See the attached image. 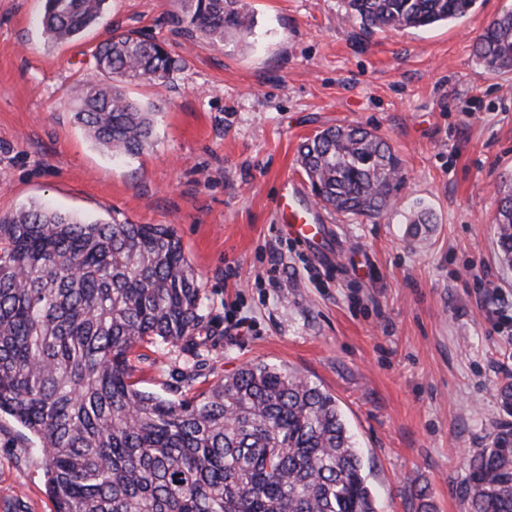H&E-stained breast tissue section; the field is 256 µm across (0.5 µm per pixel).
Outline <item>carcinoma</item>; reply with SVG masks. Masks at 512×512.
<instances>
[{"instance_id": "1", "label": "carcinoma", "mask_w": 512, "mask_h": 512, "mask_svg": "<svg viewBox=\"0 0 512 512\" xmlns=\"http://www.w3.org/2000/svg\"><path fill=\"white\" fill-rule=\"evenodd\" d=\"M108 0H45L48 41L79 39ZM476 0H343L364 31L425 28L466 16ZM170 23L217 43L254 35L246 0H185ZM477 55L512 68V12L493 18ZM74 120L115 157L152 145L156 115L125 92L167 84L175 61L141 31L91 52ZM298 161L317 203L374 216L403 176L381 136L360 125L306 139ZM495 215L500 262L512 268V181ZM201 285L164 224L88 220L39 204L0 216V417L43 455L54 512H378L363 459L331 394L284 367L249 363L195 393L210 336ZM178 353L170 395L139 387L132 356ZM468 512H512V426L475 449L461 488Z\"/></svg>"}]
</instances>
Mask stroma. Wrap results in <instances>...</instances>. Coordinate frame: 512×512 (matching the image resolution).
Wrapping results in <instances>:
<instances>
[{
	"label": "stroma",
	"instance_id": "obj_1",
	"mask_svg": "<svg viewBox=\"0 0 512 512\" xmlns=\"http://www.w3.org/2000/svg\"><path fill=\"white\" fill-rule=\"evenodd\" d=\"M249 4L247 45L178 34L181 0H109L99 26L54 46L43 0H0V214L45 203L172 225L214 336L196 389L249 362L295 371L335 397L379 512H466L468 455L512 421L499 398L512 383V270L494 224L496 189L512 180V71L474 53L512 0L371 33L344 19L342 0ZM129 30L164 42L176 69L166 87L128 86L156 108V137L115 159L73 112L92 49ZM350 124L391 145L403 185L377 217L322 210V242L303 245L276 202L288 187L309 198L299 144ZM419 204L433 222L414 237L405 217ZM180 366L152 353L136 377L163 395ZM52 510L38 444L0 420V512Z\"/></svg>",
	"mask_w": 512,
	"mask_h": 512
}]
</instances>
